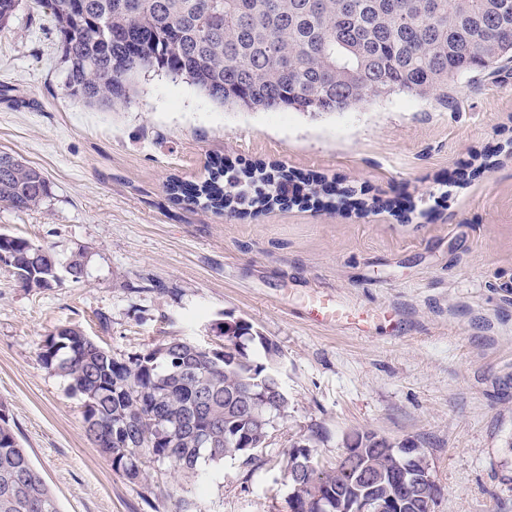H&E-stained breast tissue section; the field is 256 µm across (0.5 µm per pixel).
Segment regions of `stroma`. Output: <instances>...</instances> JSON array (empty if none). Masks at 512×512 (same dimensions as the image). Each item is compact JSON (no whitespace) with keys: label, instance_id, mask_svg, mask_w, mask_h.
Wrapping results in <instances>:
<instances>
[{"label":"stroma","instance_id":"stroma-1","mask_svg":"<svg viewBox=\"0 0 512 512\" xmlns=\"http://www.w3.org/2000/svg\"><path fill=\"white\" fill-rule=\"evenodd\" d=\"M50 13L0 32V151L42 171V204H0V234L83 253L80 281L25 288L0 267V408L61 512H288L291 443L322 430L336 462L355 428L421 444L434 512H512V69L474 72L449 106L394 93L342 113L251 112L149 73L127 108L71 98ZM280 164L365 208L308 202L221 216L169 180L211 159ZM348 321L325 324L315 297ZM245 319L280 347L288 414L257 460L199 464L191 481L116 473L84 430L82 398L39 344L79 326L127 357L174 337L221 344Z\"/></svg>","mask_w":512,"mask_h":512}]
</instances>
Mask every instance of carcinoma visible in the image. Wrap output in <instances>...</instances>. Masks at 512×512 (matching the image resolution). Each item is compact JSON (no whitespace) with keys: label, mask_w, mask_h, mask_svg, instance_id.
I'll return each instance as SVG.
<instances>
[{"label":"carcinoma","mask_w":512,"mask_h":512,"mask_svg":"<svg viewBox=\"0 0 512 512\" xmlns=\"http://www.w3.org/2000/svg\"><path fill=\"white\" fill-rule=\"evenodd\" d=\"M22 0H0V31ZM51 10L66 65L69 96L89 105L128 107L138 80L163 72L224 106L262 112L293 109L313 115L344 112L393 93L433 96L448 103V87L476 70L512 63V0H33ZM301 197L288 196L296 181ZM170 195L215 213L289 207L331 197L350 204L352 190L284 167L256 164L224 169L213 159L198 183L173 180ZM48 195L43 173L0 152V203L17 211ZM8 271L24 288H51L57 261L49 250L12 236L0 238ZM213 353L174 338L126 359L62 324L39 345L42 363L69 381L84 400V429L92 420L110 435L100 452L112 469L140 481L150 464L189 478L200 461L245 464L272 438L274 421L288 411L279 376L278 344L240 321L221 327ZM345 434L344 453L321 464L312 430L292 444L302 473L283 470L289 512H336L358 495L365 465L384 474L425 456L417 442L393 451L387 442L356 451ZM424 499H407L386 512H433ZM0 512H60L56 496L0 418Z\"/></svg>","instance_id":"carcinoma-1"}]
</instances>
